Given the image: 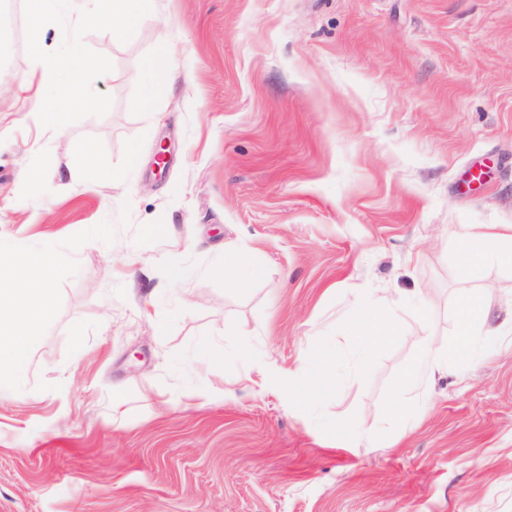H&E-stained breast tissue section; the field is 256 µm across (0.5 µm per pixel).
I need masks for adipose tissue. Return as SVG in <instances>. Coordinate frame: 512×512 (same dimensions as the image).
<instances>
[{
  "instance_id": "ef3b65f1",
  "label": "adipose tissue",
  "mask_w": 512,
  "mask_h": 512,
  "mask_svg": "<svg viewBox=\"0 0 512 512\" xmlns=\"http://www.w3.org/2000/svg\"><path fill=\"white\" fill-rule=\"evenodd\" d=\"M152 0H95L85 22L89 25L105 24L112 29L113 39L126 37L129 29L148 16ZM90 64L81 52L79 43H72L66 67L70 80L55 86L50 95L44 96L39 106L46 121L54 128L63 126V110L77 97L76 74ZM458 269L466 288L460 289L456 312L457 342L451 356L470 361L476 350L470 342L474 328L484 322L486 307L482 293L471 288L481 270L490 263L512 267V230L504 231L499 224L471 226L458 238ZM54 264L46 253L32 252L25 243H18L8 254H0V373L20 377L30 358L33 337L28 332L30 324L49 319L54 312ZM385 296L361 299L353 319L364 346L379 344L382 340L398 335L397 322H381L379 311L389 305ZM443 357L431 340H423L415 359L400 373L390 394L391 406L396 414L406 413L419 386L433 374Z\"/></svg>"
}]
</instances>
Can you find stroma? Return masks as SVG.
Returning a JSON list of instances; mask_svg holds the SVG:
<instances>
[{"instance_id": "1", "label": "stroma", "mask_w": 512, "mask_h": 512, "mask_svg": "<svg viewBox=\"0 0 512 512\" xmlns=\"http://www.w3.org/2000/svg\"><path fill=\"white\" fill-rule=\"evenodd\" d=\"M87 5L0 0V250L55 259L0 377V512H512V336L436 370L410 429L389 402L456 339L459 233L512 224V0H154L120 42ZM74 29L58 132L35 96ZM87 143L105 171H74ZM475 285L483 329L512 318V269ZM363 293L401 324L365 351ZM90 65L88 57L81 52L77 36L71 38V50L66 62V68L70 72L69 80L57 84L50 95H44L39 106L44 113L45 120L54 128L63 130V118L65 112H61L77 97L78 89L75 76ZM159 70L153 61H147L142 69L143 93L137 101V107L148 110L153 103L156 88L158 86ZM443 357L431 340H423L415 359L400 373L390 394L391 406L397 415L407 412L414 392L433 374Z\"/></svg>"}]
</instances>
